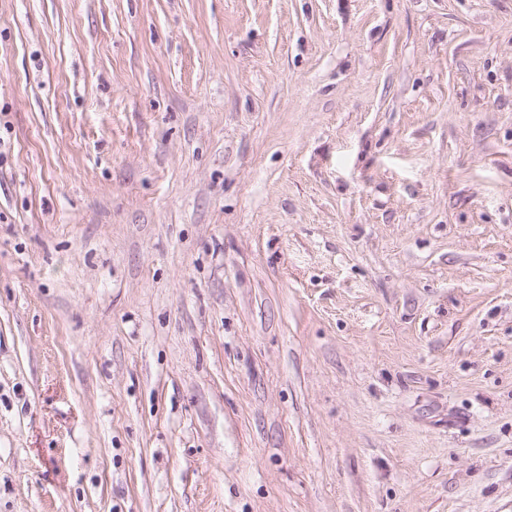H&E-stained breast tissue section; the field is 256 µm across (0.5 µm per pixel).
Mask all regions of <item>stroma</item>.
Here are the masks:
<instances>
[{
  "mask_svg": "<svg viewBox=\"0 0 512 512\" xmlns=\"http://www.w3.org/2000/svg\"><path fill=\"white\" fill-rule=\"evenodd\" d=\"M0 512H512V0H0Z\"/></svg>",
  "mask_w": 512,
  "mask_h": 512,
  "instance_id": "obj_1",
  "label": "stroma"
}]
</instances>
